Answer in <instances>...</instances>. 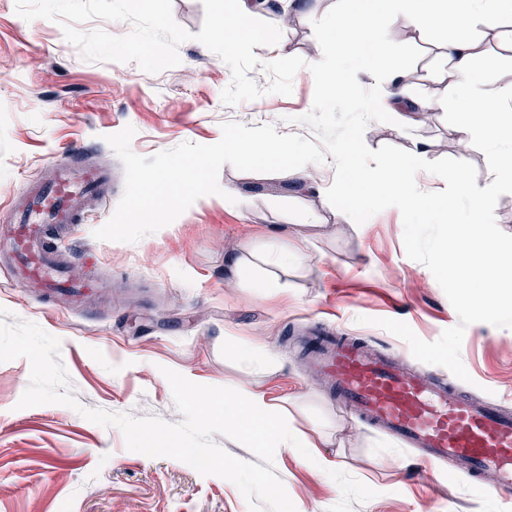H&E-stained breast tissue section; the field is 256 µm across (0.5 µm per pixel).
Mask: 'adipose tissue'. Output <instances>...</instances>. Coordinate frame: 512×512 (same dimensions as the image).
Wrapping results in <instances>:
<instances>
[{
    "instance_id": "1",
    "label": "adipose tissue",
    "mask_w": 512,
    "mask_h": 512,
    "mask_svg": "<svg viewBox=\"0 0 512 512\" xmlns=\"http://www.w3.org/2000/svg\"><path fill=\"white\" fill-rule=\"evenodd\" d=\"M335 19L326 28L336 43V66L356 64L370 71H381V56L386 45L399 42L411 32L425 33L435 18L449 14L458 29L456 37L443 47L446 68L443 79L449 90L463 91V113L452 124L459 151H468L478 134L495 136L512 128V80L487 89L489 71L495 70L501 51H512V0H340ZM395 10L402 18L398 25L380 26L378 17ZM470 112L483 118L480 129L467 121ZM346 161L347 176L331 185L320 184L322 195L334 218H345L347 211L368 207L373 198L394 199L411 216L427 214L429 220L454 226L467 225L471 234L483 241V261L487 277L484 292H491L503 280L512 279L511 253L494 239L484 238L486 223L496 184L479 185L464 175L451 177L446 197L430 211L421 208L422 199L414 188L413 173L419 150L410 147L401 155L389 158L378 174L358 179L365 163L354 143L340 146ZM224 420L243 428L245 434L257 439L264 448H303L307 442L293 428L287 413L280 410L267 393L239 386L234 402L225 404Z\"/></svg>"
}]
</instances>
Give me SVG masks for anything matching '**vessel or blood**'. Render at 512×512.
I'll list each match as a JSON object with an SVG mask.
<instances>
[{"label": "vessel or blood", "instance_id": "obj_1", "mask_svg": "<svg viewBox=\"0 0 512 512\" xmlns=\"http://www.w3.org/2000/svg\"><path fill=\"white\" fill-rule=\"evenodd\" d=\"M105 173L55 162L48 178L4 213L10 223L11 274L47 299L73 300L99 288L97 279L72 278L54 257L57 235L84 223L91 203L105 200ZM337 402L371 427L418 448L424 462L453 458L470 478L493 469L494 497L512 499V412L477 404L432 382L393 357L345 336H330L313 352Z\"/></svg>", "mask_w": 512, "mask_h": 512}]
</instances>
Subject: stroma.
<instances>
[{
  "mask_svg": "<svg viewBox=\"0 0 512 512\" xmlns=\"http://www.w3.org/2000/svg\"><path fill=\"white\" fill-rule=\"evenodd\" d=\"M271 2L255 16L278 26L281 38L254 54L299 56L307 66L288 96L267 93L263 69L249 71L264 96L227 106L221 93L232 73L217 26L234 0H0V201L22 196L54 158L101 168L111 193L57 242L72 276L97 274L103 293L46 303L0 265V307L60 339L71 391L90 409L180 422L166 367L197 384L244 383L278 398L335 464L327 472L302 453L276 450L274 472L297 512H512L490 494L494 473L475 484L455 461L424 464L416 449L337 404L301 343L309 319H318L476 402L512 411V281L499 283L491 306L479 290L449 287L435 254L452 236L449 225L410 223L391 199L337 221L286 173L227 164L220 194L201 197L157 232L134 243L93 235L123 196L124 167L106 137L125 126L144 157L184 142L216 143L227 122L309 136L296 119L312 108L309 66L322 57L311 17L335 15L337 0ZM456 34L442 19L384 48L408 77L406 96L429 94L443 108L408 131L373 121L364 133L373 150L419 144L414 181L431 202L455 173L492 180L497 155L512 143L505 131L457 151L448 111L460 95L439 77L442 46ZM227 190L242 205L225 203ZM484 230L512 246V184H500ZM299 242L310 260L278 272L275 288L250 287L232 262ZM253 344L270 351L269 370L240 361ZM29 381L27 359L0 363V512H249L230 481L130 451L117 428L64 405L18 408Z\"/></svg>",
  "mask_w": 512,
  "mask_h": 512,
  "instance_id": "35a3bbf8",
  "label": "stroma"
}]
</instances>
